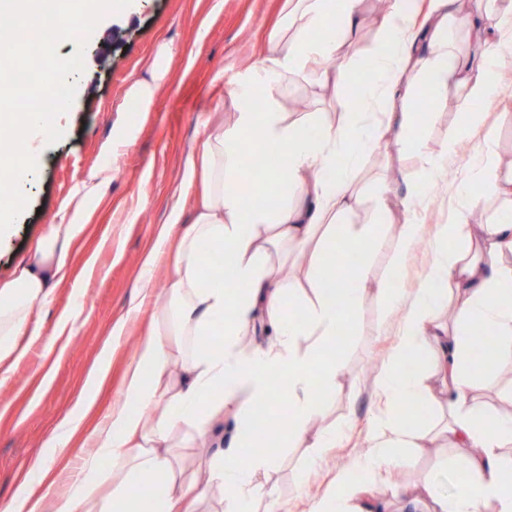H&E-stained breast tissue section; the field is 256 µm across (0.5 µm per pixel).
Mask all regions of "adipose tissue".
Here are the masks:
<instances>
[{
  "mask_svg": "<svg viewBox=\"0 0 512 512\" xmlns=\"http://www.w3.org/2000/svg\"><path fill=\"white\" fill-rule=\"evenodd\" d=\"M285 2L282 27L238 83L232 123L205 133L186 159L181 191L202 186L193 219L184 221L181 207L173 206L143 258L144 296L157 259L168 253L167 303L123 371L121 399L95 407L112 371L106 349L77 411L52 438L50 454L0 501V512H48L47 500L62 480L68 492L57 512H204L210 489L224 512H256L258 497L275 496L269 482L277 465L275 454L259 450L258 408L276 422L279 446L305 449L309 461L335 446L336 431L323 419L343 370L340 339L361 307L370 273L361 264L335 283L326 268L345 254H367L382 231L378 224L339 221L359 202L354 174L383 142L393 151L416 147L427 169L436 171L423 138L429 115L415 111L411 101L460 83L470 103L494 96L489 56L477 61L463 55L451 34L461 29L493 47L511 40L512 0H500L493 31L481 14L462 13L460 0H389L361 98L336 125L290 119L279 97L290 73L316 70L330 57L341 67L352 65L342 48L362 29L361 0ZM174 54L171 45H160L145 64L148 79L133 81L127 97L150 106ZM133 139V125L118 119L100 147L104 164L61 201L34 261L0 284V384L40 336L37 311L67 278L72 244L112 182V160ZM247 142L278 146L288 158L285 171H272L266 180L273 198L266 207L247 195ZM485 197L499 202L490 223L446 226L411 299L379 288L385 309L402 315L400 336L376 384L388 408L372 420L369 452L355 467L381 471L399 448L465 449L466 485L449 494L430 482L421 486L418 495L430 500V512H512V488L503 481L512 470V414H491L482 397L486 376L476 369L480 361L487 369L512 366V268L501 263L512 254V179L488 180L479 155L470 180L457 186L455 202L465 212ZM204 244L223 256L230 282L209 283L200 260ZM294 250L305 251L308 260L293 274L286 266ZM479 326L492 341L478 350L472 335ZM426 366L440 393L427 386ZM276 380L287 395L283 413L271 407ZM438 394L448 407L442 418L436 415ZM406 403L419 410L408 422L399 415ZM190 441L206 449L202 485L184 477L176 460V448ZM105 460L111 473L100 467ZM142 473L152 476L154 488L138 498L134 479Z\"/></svg>",
  "mask_w": 512,
  "mask_h": 512,
  "instance_id": "ef3b65f1",
  "label": "adipose tissue"
}]
</instances>
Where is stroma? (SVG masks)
Returning <instances> with one entry per match:
<instances>
[{"label": "stroma", "mask_w": 512, "mask_h": 512, "mask_svg": "<svg viewBox=\"0 0 512 512\" xmlns=\"http://www.w3.org/2000/svg\"><path fill=\"white\" fill-rule=\"evenodd\" d=\"M282 5L283 0H141L130 20H115L107 38L87 44L77 96L63 121L64 137L51 147L39 145L38 178L29 190V207L8 243L0 246V283L33 259L60 202L99 162V144L110 135L117 114L136 122L139 133L114 162L112 184L86 219V233L72 248L71 276L57 287L43 312L39 340L11 379L0 384L1 498L13 494L20 474L45 456L57 425L76 409L87 375L107 345L112 348L109 393L120 398L122 371L133 359L152 313L166 301V264L154 270L151 297L115 343L110 340L112 324L130 304L142 252L154 240L166 212L178 201L185 216H192L194 192L179 200L172 195L182 178L184 160L214 121H232L234 90L256 62ZM164 41L173 43L178 53L150 111L144 112L125 93L132 80L144 77L143 59ZM495 54L498 93L483 103L478 124H464L469 108L464 87L452 86L433 100L424 141L441 157L434 175H427L416 151L391 152L383 146L367 155L355 175L359 203L344 216L347 224L374 223L379 188H386L392 197L405 193L403 183L389 180V170L405 171L422 188L414 208V221L420 226L417 241L409 251H401L398 226L405 217L397 209L377 249L366 258L373 282L392 283L404 298L413 296L427 274L433 242L446 225L457 221L452 197L468 174L472 156L491 145L490 178L512 177V43L496 48ZM325 68L331 75L326 84L308 71L289 75L280 97L282 110L296 118L309 111L318 120L340 122L360 74L340 71L334 60L327 61ZM296 100L304 101V109H292ZM457 132L461 140L455 149H448L449 135ZM394 262L399 265L395 274L390 271ZM75 305L82 306L83 315L72 334L53 338L56 316ZM398 325L397 316L385 314L376 293H368L350 332L342 338L343 373L325 417L342 437L312 464L304 449H279L280 465L272 480L278 488L280 512H310L312 504L328 497L346 473L367 486L388 512H402L397 488L412 490L427 478L435 481L439 492L453 491V476L443 465L458 457L454 448L401 453L382 476L354 468L366 452L370 419L382 408L375 378L397 345ZM50 364L55 367L53 378L40 384Z\"/></svg>", "instance_id": "stroma-1"}]
</instances>
